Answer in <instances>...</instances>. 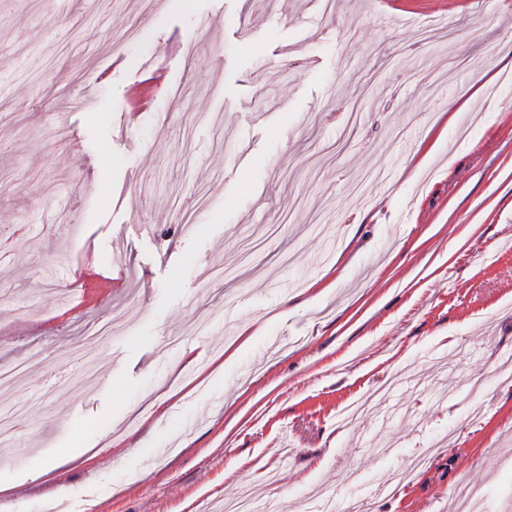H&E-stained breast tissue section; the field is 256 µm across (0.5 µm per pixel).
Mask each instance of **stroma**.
Segmentation results:
<instances>
[{"label": "stroma", "mask_w": 512, "mask_h": 512, "mask_svg": "<svg viewBox=\"0 0 512 512\" xmlns=\"http://www.w3.org/2000/svg\"><path fill=\"white\" fill-rule=\"evenodd\" d=\"M399 7L0 0L12 512L512 506V0ZM458 512L484 511V500L479 489L465 484L459 485L454 492Z\"/></svg>", "instance_id": "stroma-1"}]
</instances>
